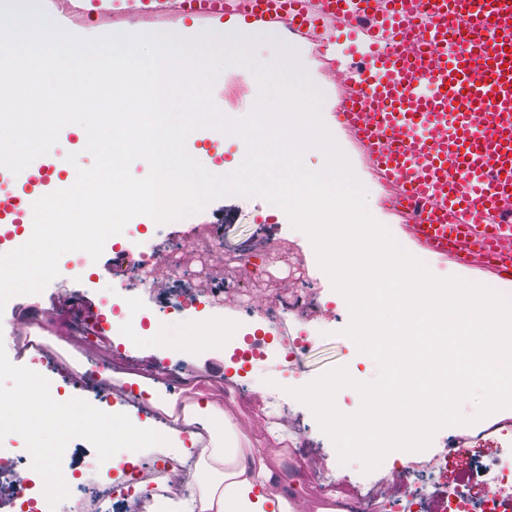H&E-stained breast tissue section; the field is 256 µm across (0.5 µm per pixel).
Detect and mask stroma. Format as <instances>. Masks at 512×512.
<instances>
[{"instance_id": "35a3bbf8", "label": "stroma", "mask_w": 512, "mask_h": 512, "mask_svg": "<svg viewBox=\"0 0 512 512\" xmlns=\"http://www.w3.org/2000/svg\"><path fill=\"white\" fill-rule=\"evenodd\" d=\"M244 25L239 18L224 21L174 8L164 13L132 12L127 0H112L111 19L92 16L66 24L70 34L86 39L170 34L180 27L199 35ZM279 42L302 49L301 64L321 94V120L365 191L369 212L402 250L417 252V245L401 228V217L382 205L387 186L373 176L361 150L336 119L342 90L323 60L319 43L282 30L276 42H259L256 52L275 54ZM259 89L249 69L232 65L216 78L212 100L227 118L241 119L256 107ZM186 147L194 157L230 166L244 145L238 136L205 127L189 135ZM198 224L224 232L207 262L211 287L197 279L194 262L175 278L161 273L145 285L134 278L130 262L140 253L173 246L191 252L186 234ZM121 237L123 247L130 250L128 260L110 263L107 250L93 262L86 252L66 253L58 262L59 275L41 293L13 297L0 312L21 325L35 309L79 308L107 314L113 326L112 334L100 337L92 348L59 342L51 328H44L36 342L52 355L49 364L34 361L33 350L23 348L19 333H0V391L18 397L13 406L0 410V458L16 461L19 483H28L30 461L37 453L51 469L75 473L84 487L123 488L124 470L96 463L106 442L95 424L83 420L74 426L52 418L59 398L76 395L88 409L116 408L154 428L169 419V402L211 403L226 414L242 440L258 450H270L274 465L295 486L301 512H316L321 490L332 480L338 483L333 498L360 502L363 512H387L391 501L406 507L415 498L422 500L427 512H443L450 489L461 481L476 483L490 477L503 453L512 449V408H505L494 420L440 429L427 450L415 453L422 468L406 481H396L394 468L385 462L369 473L363 472L360 462L340 463L333 442L310 409L287 390L339 366L355 380L371 381L379 366L343 335L350 320L348 305L321 272L307 236L292 227L283 209L263 197L224 196L196 214L163 224L147 223L145 216L138 215L126 224ZM302 290L308 294L309 315L275 310L278 298ZM227 320L246 330L256 329L265 340L259 354L244 366H237L232 349L211 346L200 328L204 322ZM150 327L166 332L169 347L158 348L130 335L131 330ZM186 340L195 342V349H182ZM101 359L113 364L103 376L102 390L84 391L82 377ZM456 445L473 451L462 466L424 467L432 454Z\"/></svg>"}]
</instances>
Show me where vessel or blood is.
Wrapping results in <instances>:
<instances>
[{
    "label": "vessel or blood",
    "instance_id": "obj_1",
    "mask_svg": "<svg viewBox=\"0 0 512 512\" xmlns=\"http://www.w3.org/2000/svg\"><path fill=\"white\" fill-rule=\"evenodd\" d=\"M212 0L210 14L298 35L335 23L367 45L358 64L333 56L337 117L406 208L424 251L512 283V0ZM451 28L469 43L448 45ZM57 154L35 158L0 199V225L34 221L58 189Z\"/></svg>",
    "mask_w": 512,
    "mask_h": 512
}]
</instances>
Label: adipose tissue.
<instances>
[{
	"instance_id": "obj_1",
	"label": "adipose tissue",
	"mask_w": 512,
	"mask_h": 512,
	"mask_svg": "<svg viewBox=\"0 0 512 512\" xmlns=\"http://www.w3.org/2000/svg\"><path fill=\"white\" fill-rule=\"evenodd\" d=\"M101 430L122 442L108 456L110 465H137L141 445H164L170 433L144 428L116 415L99 416ZM180 501H159L153 512H294V487L282 482L270 459L240 447L237 433L226 420L216 421L209 448L184 480Z\"/></svg>"
}]
</instances>
